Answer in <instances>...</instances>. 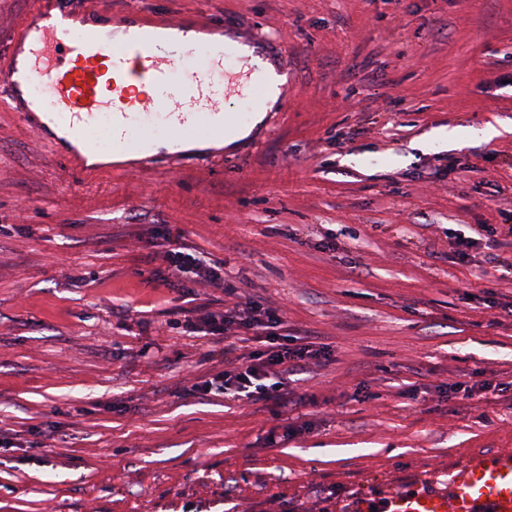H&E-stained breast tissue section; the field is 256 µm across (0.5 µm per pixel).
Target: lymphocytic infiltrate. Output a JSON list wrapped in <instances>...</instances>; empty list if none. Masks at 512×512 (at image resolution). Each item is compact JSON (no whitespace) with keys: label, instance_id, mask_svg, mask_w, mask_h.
<instances>
[{"label":"lymphocytic infiltrate","instance_id":"1","mask_svg":"<svg viewBox=\"0 0 512 512\" xmlns=\"http://www.w3.org/2000/svg\"><path fill=\"white\" fill-rule=\"evenodd\" d=\"M157 236L168 243L160 259L171 279L184 285L219 288L226 295H234L235 289L225 282L220 263L169 240L166 231H158ZM284 322L281 310L259 301L249 302L243 310L236 306L226 308L201 322L186 320L185 328L190 333L221 336L229 341L239 332L259 329L268 342L267 349L252 352L247 363L229 366L208 380L194 383L193 392L205 397L227 395L247 402H265L273 407L281 405L282 384L277 381V374L325 356L314 344H299L294 337L279 334L278 329Z\"/></svg>","mask_w":512,"mask_h":512}]
</instances>
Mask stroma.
Returning a JSON list of instances; mask_svg holds the SVG:
<instances>
[{"mask_svg": "<svg viewBox=\"0 0 512 512\" xmlns=\"http://www.w3.org/2000/svg\"><path fill=\"white\" fill-rule=\"evenodd\" d=\"M96 3L269 38L287 102L85 180L0 84V512H366L512 450V0ZM158 224L331 351L279 414L189 391L225 296L167 284Z\"/></svg>", "mask_w": 512, "mask_h": 512, "instance_id": "obj_1", "label": "stroma"}]
</instances>
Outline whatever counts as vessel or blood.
I'll return each instance as SVG.
<instances>
[{
  "label": "vessel or blood",
  "instance_id": "obj_1",
  "mask_svg": "<svg viewBox=\"0 0 512 512\" xmlns=\"http://www.w3.org/2000/svg\"><path fill=\"white\" fill-rule=\"evenodd\" d=\"M98 9L76 12L62 0H38L31 21L20 28L9 51L0 54V79L9 90L28 88L34 104L75 145L67 153L69 169L83 176L99 174L87 155L96 148L92 125L107 118V137L114 152L137 154L135 172L153 169L157 160L145 148L149 133L132 132L133 114L160 111L165 115L174 148L169 164L203 161V154L184 149L187 141L218 138L237 127L236 113L226 110L228 72L233 53L224 44L223 24L208 22L204 37L190 46L207 53L205 69L179 74L181 51L162 56L159 41L178 39V23L163 28L144 25L129 10L118 30L85 37L82 28L103 18ZM286 98L288 88L274 76L256 80L248 97L262 110L270 91ZM384 512H512V452L467 465L449 493L415 492L388 501Z\"/></svg>",
  "mask_w": 512,
  "mask_h": 512
}]
</instances>
